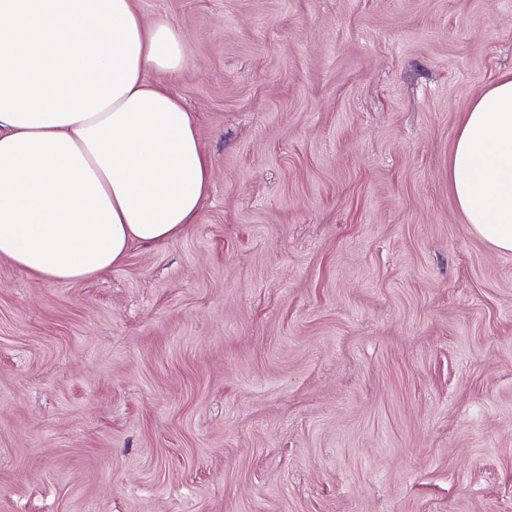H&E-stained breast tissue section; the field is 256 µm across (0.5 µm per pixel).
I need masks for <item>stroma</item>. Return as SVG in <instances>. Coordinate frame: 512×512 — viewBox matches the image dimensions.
I'll use <instances>...</instances> for the list:
<instances>
[{"mask_svg":"<svg viewBox=\"0 0 512 512\" xmlns=\"http://www.w3.org/2000/svg\"><path fill=\"white\" fill-rule=\"evenodd\" d=\"M213 181L48 284L0 257V512H512V254L448 184L512 0H137Z\"/></svg>","mask_w":512,"mask_h":512,"instance_id":"obj_1","label":"stroma"}]
</instances>
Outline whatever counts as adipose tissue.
I'll return each instance as SVG.
<instances>
[{"label": "adipose tissue", "mask_w": 512, "mask_h": 512, "mask_svg": "<svg viewBox=\"0 0 512 512\" xmlns=\"http://www.w3.org/2000/svg\"><path fill=\"white\" fill-rule=\"evenodd\" d=\"M184 60L135 0H0V257L82 281L195 224L213 169L168 87ZM448 181L473 232L512 254V74L465 112Z\"/></svg>", "instance_id": "ef3b65f1"}]
</instances>
